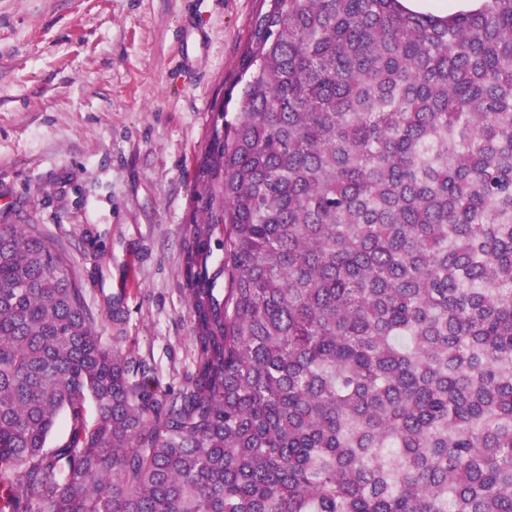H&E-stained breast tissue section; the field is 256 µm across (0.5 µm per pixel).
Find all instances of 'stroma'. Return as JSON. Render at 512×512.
<instances>
[{"mask_svg":"<svg viewBox=\"0 0 512 512\" xmlns=\"http://www.w3.org/2000/svg\"><path fill=\"white\" fill-rule=\"evenodd\" d=\"M271 0H0V223L69 256L105 345L179 389L198 167Z\"/></svg>","mask_w":512,"mask_h":512,"instance_id":"1","label":"stroma"}]
</instances>
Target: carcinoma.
<instances>
[{
  "mask_svg": "<svg viewBox=\"0 0 512 512\" xmlns=\"http://www.w3.org/2000/svg\"><path fill=\"white\" fill-rule=\"evenodd\" d=\"M242 70L179 392L0 225V512H512V0H272ZM403 7L414 12L434 13L440 17L478 10L483 0H400Z\"/></svg>",
  "mask_w": 512,
  "mask_h": 512,
  "instance_id": "1",
  "label": "carcinoma"
}]
</instances>
